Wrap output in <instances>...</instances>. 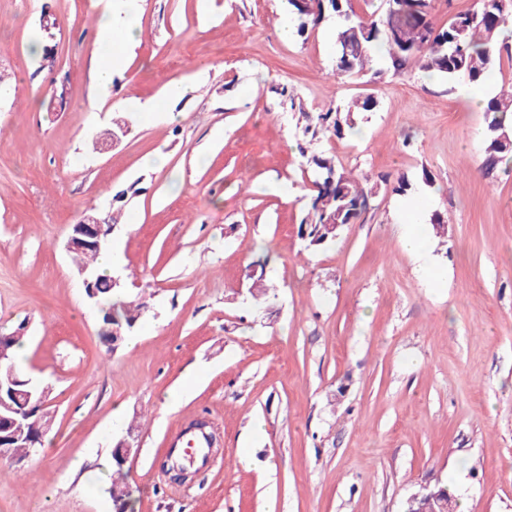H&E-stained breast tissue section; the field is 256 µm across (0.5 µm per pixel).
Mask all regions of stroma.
<instances>
[{
    "instance_id": "obj_1",
    "label": "stroma",
    "mask_w": 512,
    "mask_h": 512,
    "mask_svg": "<svg viewBox=\"0 0 512 512\" xmlns=\"http://www.w3.org/2000/svg\"><path fill=\"white\" fill-rule=\"evenodd\" d=\"M287 16L285 0H138L146 38L93 113L95 0H0V334L24 336L21 367L53 415L38 453L0 459V512H113L111 450L132 424L133 512H405L441 486L459 512H512V172L484 175L486 116L468 86L448 93L416 69L337 75L336 19L283 38ZM285 89L312 113L378 104L356 132L308 145ZM133 96L161 112L129 113ZM127 113L126 135L95 149ZM318 151L370 197L313 250L298 226ZM120 192L111 239L126 297L147 307L114 346L65 244ZM412 202L421 233L433 215L448 223L447 245L426 243L432 279L402 246ZM253 271L275 285L272 307L251 301ZM190 367L199 385L168 407ZM197 417L222 456L179 484L163 463Z\"/></svg>"
}]
</instances>
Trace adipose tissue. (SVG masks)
I'll return each instance as SVG.
<instances>
[{"label":"adipose tissue","mask_w":512,"mask_h":512,"mask_svg":"<svg viewBox=\"0 0 512 512\" xmlns=\"http://www.w3.org/2000/svg\"><path fill=\"white\" fill-rule=\"evenodd\" d=\"M136 2L137 0H98V39L101 52L95 62L96 86L110 84L113 74L124 68L125 46L143 41V32L134 21Z\"/></svg>","instance_id":"obj_1"}]
</instances>
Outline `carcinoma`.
I'll use <instances>...</instances> for the list:
<instances>
[{
	"label": "carcinoma",
	"mask_w": 512,
	"mask_h": 512,
	"mask_svg": "<svg viewBox=\"0 0 512 512\" xmlns=\"http://www.w3.org/2000/svg\"><path fill=\"white\" fill-rule=\"evenodd\" d=\"M356 0H287L289 14L297 34L302 35L318 26L327 17H336L338 27L334 41L336 74L341 76H371L375 79L384 71L400 73L417 68L446 83L448 90H455L458 81L472 86L487 85L495 74H504V66H512L508 43L501 34L512 21V0H477V7L459 13L438 27L433 22L434 0H382L381 10L374 9L375 0H362L373 8L370 17L359 15ZM281 95L288 98L289 109L299 113L304 125L303 136L314 141L322 135L341 137L355 128V114L371 112L376 107L372 96L352 100L344 109L319 112L305 111L303 103L284 89ZM483 110L487 127L483 141V169L492 173L503 165L512 163V147L499 141V137L512 132V88L490 93ZM312 173L314 193L307 210L300 220L298 235L309 249H319L336 239L340 230L336 225L354 223L367 209L369 195L352 174L346 172L332 155L314 153L307 158ZM77 266L95 271L99 293L97 300L107 304L101 310L105 331L103 337L115 344L135 327L144 304L130 305L112 301L120 288L111 287V277L98 272L100 252H73ZM251 299L258 305L276 299L275 292L267 285L266 278L254 280ZM120 335L114 336L111 330ZM47 419L31 413L26 420L25 436L15 443L14 456L22 460L33 452L29 440L41 436ZM113 478L108 489L110 497L124 498L122 508H129L132 488L123 464L112 459ZM439 497L428 504L411 500L407 512H430L439 509L438 502L448 491L437 488Z\"/></svg>",
	"instance_id": "1"
}]
</instances>
